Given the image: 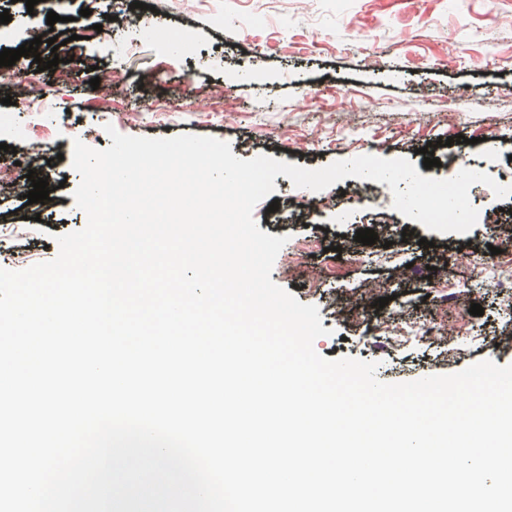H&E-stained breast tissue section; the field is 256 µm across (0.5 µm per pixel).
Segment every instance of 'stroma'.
I'll return each mask as SVG.
<instances>
[{
    "label": "stroma",
    "mask_w": 512,
    "mask_h": 512,
    "mask_svg": "<svg viewBox=\"0 0 512 512\" xmlns=\"http://www.w3.org/2000/svg\"><path fill=\"white\" fill-rule=\"evenodd\" d=\"M144 2L103 21L96 38L69 42L58 31L70 63L41 72L20 58L18 78L0 87V146L63 156L48 172L58 200L31 206L38 220L0 215V239L24 247L9 269L54 259V236L85 227L73 198V142L109 147L108 124L130 136H212L244 160L263 154L316 169L372 154L410 159L424 177H454L463 162L512 182V0ZM4 10L12 20L0 26V43L42 35L45 20L29 15L25 0H0ZM92 66L111 71L110 93L91 88ZM36 86L47 93L40 114L22 109ZM458 134L464 143L441 146ZM431 141L440 164L427 169L419 150ZM274 184L278 210L261 203L253 217L287 239L271 279L318 307L327 330L318 354L378 362L386 383L481 360L512 365V303L469 265L473 255L490 265L512 258V197L472 185L480 222L442 234L395 211L385 183L348 177L318 193L283 175ZM364 224L379 241L358 259L354 236ZM414 265L431 266L429 282L412 279ZM382 297L388 305L376 308ZM474 303L483 315H470ZM432 317L436 335L399 342L407 325Z\"/></svg>",
    "instance_id": "stroma-1"
}]
</instances>
